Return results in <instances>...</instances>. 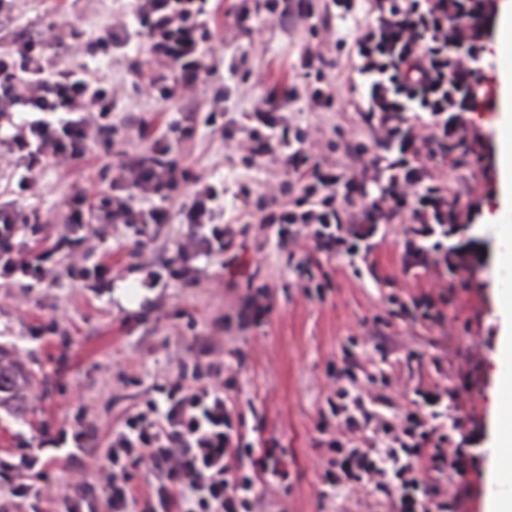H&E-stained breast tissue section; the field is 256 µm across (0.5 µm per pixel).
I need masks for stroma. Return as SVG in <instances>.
<instances>
[{"label": "stroma", "mask_w": 512, "mask_h": 512, "mask_svg": "<svg viewBox=\"0 0 512 512\" xmlns=\"http://www.w3.org/2000/svg\"><path fill=\"white\" fill-rule=\"evenodd\" d=\"M10 8L19 34L48 16L85 40L104 35L113 18L134 22L132 0H12ZM306 39L304 32L261 20L240 41L248 81L219 76L199 87L203 98L230 92V122H201L191 138L171 139L172 158L218 193L216 221L231 240L224 254L192 261L191 277L166 272L161 287L142 288L148 270L135 243H147L160 259L171 258L186 231L174 214L168 223L141 230L118 226L98 242L97 255L112 262L110 287L94 291L81 278L64 276L23 299L18 288L0 285V362L16 363L21 379L34 380L45 392L41 402L21 408L0 400V493L33 482L32 471L20 461L44 438L63 450L51 477L65 486L74 430L93 428L99 443H106L124 413L153 396L155 388L183 373H206L209 339L220 336L224 360L232 366L224 375L226 391L237 402L241 429L248 440L271 449L287 473L284 481L262 485V512H367L354 499H321L315 475L320 412L336 376L345 372L360 385L371 376L390 377L395 385L384 394L392 398L397 383L410 378L461 390L458 414L476 458L466 476L464 512H485L497 377L508 365L499 352L497 308L498 294L507 289L499 262L504 244L487 222L499 207V114L464 113L474 134L468 151L433 170L463 213L460 223L449 225L444 243L449 253L466 259L467 269L405 276L401 224L386 225L383 240L355 269L334 254L278 242L274 230L233 224L229 217L242 203L257 205L267 184L283 173L267 157L244 162L229 142L245 139L256 96L291 76ZM84 63L119 85L113 122L130 123L145 135L97 139L85 162L68 170L44 169L30 201L43 214L60 212L79 191H108L112 167L123 152L149 151L154 139L169 136L184 118L178 106L162 108L138 94L135 73L147 67L138 38ZM358 98L344 81L339 111L315 112L301 102L292 107L295 125L321 130L313 153L347 174L353 168L338 145L342 133L359 125L358 114L346 109ZM307 286L316 288L315 296L304 294ZM261 293L269 310L259 314L246 301ZM425 295L444 315L443 326L414 321L411 311ZM410 352L418 362H406Z\"/></svg>", "instance_id": "obj_1"}]
</instances>
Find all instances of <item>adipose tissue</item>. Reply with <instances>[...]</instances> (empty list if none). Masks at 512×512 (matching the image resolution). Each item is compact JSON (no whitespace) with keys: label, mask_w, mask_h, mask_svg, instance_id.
<instances>
[{"label":"adipose tissue","mask_w":512,"mask_h":512,"mask_svg":"<svg viewBox=\"0 0 512 512\" xmlns=\"http://www.w3.org/2000/svg\"><path fill=\"white\" fill-rule=\"evenodd\" d=\"M499 57L500 117L497 121L499 210L491 222L499 237L512 239V225L502 217L512 211V0H503L495 42ZM498 424L490 464L487 512H512V373L498 379Z\"/></svg>","instance_id":"1"}]
</instances>
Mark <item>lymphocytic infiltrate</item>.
<instances>
[{
	"mask_svg": "<svg viewBox=\"0 0 512 512\" xmlns=\"http://www.w3.org/2000/svg\"><path fill=\"white\" fill-rule=\"evenodd\" d=\"M364 11L353 40L338 37L334 20ZM496 0H240L230 22L216 24L205 0H135L137 36L153 68L141 83L149 99L179 102L190 115L205 113L207 123L226 112L225 95L208 101L197 96L199 83L218 71L214 40L236 41L260 16L292 20L307 31L306 43L288 82L257 99L253 112L260 129L251 130L252 155L279 148L278 159L292 177L298 196L284 202L280 192L263 195L257 209L243 207L238 220L277 226L280 238L305 236L318 250L356 260L371 247L382 224H408L401 260L404 273L442 269L448 252L437 240L438 227L456 224L461 213L437 184L429 163L436 150L452 152L468 142L464 113L490 112L496 93L481 88L480 63L492 31ZM10 11L0 9V126L12 131L0 152V281L40 286L56 278L50 251L36 250L30 238L46 230L41 220L21 215V196L34 192L48 165L66 167L83 160L101 133L120 134L112 124L118 94L106 78L86 67L62 63L61 55L95 56L105 47H123L128 36L115 22L106 36L67 40L55 25H40L23 36L11 31ZM347 47L353 72L366 82L355 106L362 122L388 154L387 163L367 146L349 141L348 150L378 186L370 195L357 176L334 164L312 159L305 131L293 126L286 111L303 102L318 112L336 109L340 66L332 46ZM23 120H15V113ZM278 129L270 143L262 127ZM156 142L144 155L112 169L111 191L98 209L78 196L63 216L65 231L88 238L92 225L164 224L168 209L145 210L154 196L178 200L188 231L170 265L188 266L201 253L224 249V230L215 222L214 191L201 185L192 201H183L187 172L168 159ZM215 356L208 380L189 383L179 377L165 392L128 415L102 449L105 460L98 485L77 476L65 498L48 478L54 459L32 457L37 479L26 496L47 506L65 502L64 512H255L262 476H278L279 464L267 449L243 441L236 403L224 392L223 339L211 337ZM462 394L435 384L407 389L399 414L379 409L370 390L337 385L328 399L330 420L318 426L325 450L317 468L324 495L383 496L387 512H460L465 478L473 462L462 441L448 433L449 407H461Z\"/></svg>",
	"mask_w": 512,
	"mask_h": 512,
	"instance_id": "lymphocytic-infiltrate-1",
	"label": "lymphocytic infiltrate"
}]
</instances>
